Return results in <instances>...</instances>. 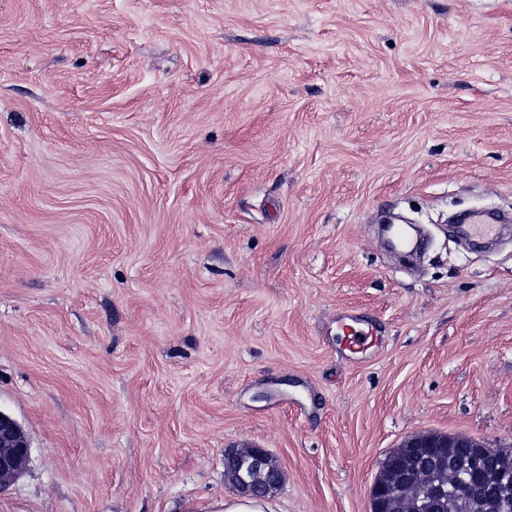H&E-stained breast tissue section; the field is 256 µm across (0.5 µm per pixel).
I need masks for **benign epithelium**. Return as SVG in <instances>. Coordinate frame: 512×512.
<instances>
[{
  "instance_id": "1",
  "label": "benign epithelium",
  "mask_w": 512,
  "mask_h": 512,
  "mask_svg": "<svg viewBox=\"0 0 512 512\" xmlns=\"http://www.w3.org/2000/svg\"><path fill=\"white\" fill-rule=\"evenodd\" d=\"M445 442L461 449L454 466L464 474L452 496L477 497L486 503L487 512H512V478L504 477L503 491L498 492L483 481V475L493 462L491 451L479 453L477 441L462 435L418 434L408 440L404 450L392 458L389 469L397 473L407 491L433 487V465L424 454L426 448H438ZM30 454V444L18 422L0 411V492L23 471ZM389 508L386 483L378 479L371 489V512H387Z\"/></svg>"
}]
</instances>
